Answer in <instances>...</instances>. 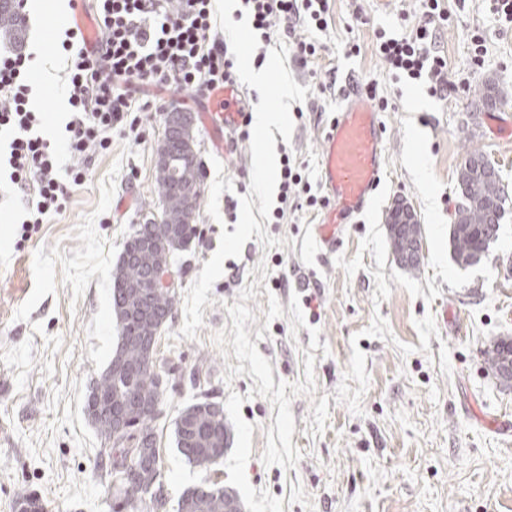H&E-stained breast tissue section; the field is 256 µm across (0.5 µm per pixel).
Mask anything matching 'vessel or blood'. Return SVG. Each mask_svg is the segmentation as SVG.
<instances>
[{"label": "vessel or blood", "instance_id": "vessel-or-blood-1", "mask_svg": "<svg viewBox=\"0 0 512 512\" xmlns=\"http://www.w3.org/2000/svg\"><path fill=\"white\" fill-rule=\"evenodd\" d=\"M238 85L211 91L202 114L215 149L243 125L247 111ZM384 163V137L379 114L368 95L346 94L321 143L322 186L329 205L316 224V237L334 251L345 225L355 223L368 209L380 185Z\"/></svg>", "mask_w": 512, "mask_h": 512}]
</instances>
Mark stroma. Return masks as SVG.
<instances>
[{"instance_id": "35a3bbf8", "label": "stroma", "mask_w": 512, "mask_h": 512, "mask_svg": "<svg viewBox=\"0 0 512 512\" xmlns=\"http://www.w3.org/2000/svg\"><path fill=\"white\" fill-rule=\"evenodd\" d=\"M329 6L321 55L305 66L286 61L308 92L292 103V137H276L275 150L323 196L321 140L343 94L373 84L389 103L381 184L332 252L314 236L324 206L292 201L281 223L262 220L279 245L254 238L224 260L204 325L188 339L185 292L221 233L234 232L252 165L249 140L219 152L196 125L204 188L219 175L233 188L219 198V219L199 210L196 236L176 256V301L156 344L163 397L151 426L164 512H178L184 490L212 482L234 490L244 512H512V387L486 360L495 341L512 338V209L473 265L454 261L449 239L468 150L484 151L512 187V134L490 132L474 91L497 78L512 106V26L479 0H442L449 20L437 47L448 60V97L438 100L395 81L376 49L377 29L408 33L423 21L420 0ZM25 13L29 82L44 132L58 140L67 80L51 42L74 16L68 0H29ZM476 29L486 38L479 68ZM352 44L358 55H347ZM140 118L141 135L113 131L66 211L46 215L24 248L15 241L26 203L0 183V212L10 217V245L0 250V512H19L28 496L47 512H111L108 453L84 404L118 342L119 254L136 225L161 212L164 115ZM398 200L422 225L415 270L398 264L387 233ZM204 396L222 408L230 434L209 469L189 465L175 442L176 419Z\"/></svg>"}]
</instances>
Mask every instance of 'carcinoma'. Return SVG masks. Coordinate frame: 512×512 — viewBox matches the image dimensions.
Listing matches in <instances>:
<instances>
[{
	"instance_id": "obj_1",
	"label": "carcinoma",
	"mask_w": 512,
	"mask_h": 512,
	"mask_svg": "<svg viewBox=\"0 0 512 512\" xmlns=\"http://www.w3.org/2000/svg\"><path fill=\"white\" fill-rule=\"evenodd\" d=\"M26 35L24 18L11 6L0 3V37L15 46L23 44ZM478 94L484 103L495 108L502 104L504 92L500 83L487 78L478 86ZM157 152L163 153L169 164L156 168V183L161 203L160 224L146 223L137 225L133 234L123 245L121 255L135 254L140 250L146 238L156 236V229L165 232L159 239L155 251L147 258L146 266H168L174 255L189 248L196 236L195 216L200 202L189 207L176 188L183 184L194 188L195 196L201 197L202 173L196 159V137L190 131L183 137L163 138L157 146ZM490 159L479 149L467 152L463 165L458 172V183L462 202L455 211L454 222L450 228V243L455 261L461 266L478 262L488 251L492 242L498 238L499 220L506 214V206L512 195L505 189L500 170L493 167L491 174H479L476 168L484 166ZM389 238L393 253L406 268H416L420 263L421 240H416L414 254L402 260L406 252V238L389 228ZM142 269L117 265L112 280V309L120 326L119 343L129 346L127 350L128 366L121 372L107 366L100 378L95 381L86 396L85 411L91 417L101 439L107 445L112 444V426L106 420L93 418L97 404H110L112 408L127 406L128 421L146 434L149 458L155 467L144 470L133 477L124 476L122 471H112L115 488L112 512H154L164 508L166 501L155 497L163 489L159 481L161 462L155 448L151 422L160 412L162 389L156 366L142 364V354L135 341L139 339L144 326L133 316L125 315L127 308L140 303L146 307L154 306L172 310L175 303L174 290H162L147 298H140ZM512 358V340L503 339L487 351V363L501 384L512 385V372L504 375L500 372L504 356ZM210 402L198 401L184 410L180 421L176 422V448L185 460L198 467L208 468L224 457L229 445L228 429L224 424V415L209 410ZM230 502H240L236 493L217 483L205 487L189 488L183 492L178 503V512H225Z\"/></svg>"
}]
</instances>
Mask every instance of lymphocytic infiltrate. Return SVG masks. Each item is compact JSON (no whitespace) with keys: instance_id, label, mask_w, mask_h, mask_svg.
I'll list each match as a JSON object with an SVG mask.
<instances>
[{"instance_id":"obj_1","label":"lymphocytic infiltrate","mask_w":512,"mask_h":512,"mask_svg":"<svg viewBox=\"0 0 512 512\" xmlns=\"http://www.w3.org/2000/svg\"><path fill=\"white\" fill-rule=\"evenodd\" d=\"M93 0L100 34L88 42L80 27L66 28L60 41L66 64L69 117L62 143L41 128L43 114L31 103L27 81L32 55L0 52V131L11 133L9 179L28 198L17 247L36 233L44 217L66 210L96 152L108 149L119 127L137 129L139 113L161 111L162 92L186 89L194 98L235 81V60L215 20V0ZM251 26L263 42L282 27L300 63L314 59L322 45L313 31L328 27L329 0H241ZM425 20L410 34L377 30V51L393 76L428 78L429 91L448 94L447 60L435 49L436 34L448 16L440 0H423ZM306 22L307 36L295 28ZM74 164L58 166L59 150Z\"/></svg>"}]
</instances>
